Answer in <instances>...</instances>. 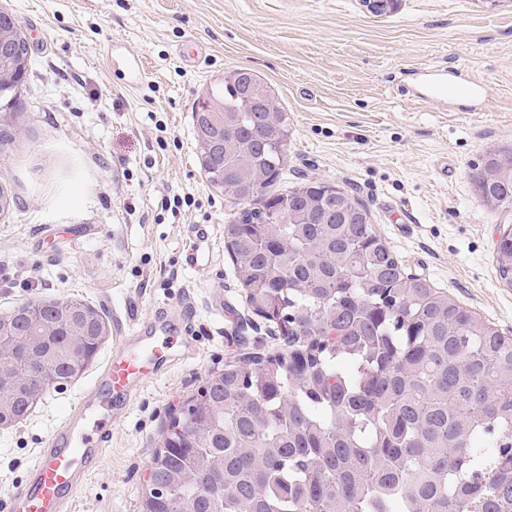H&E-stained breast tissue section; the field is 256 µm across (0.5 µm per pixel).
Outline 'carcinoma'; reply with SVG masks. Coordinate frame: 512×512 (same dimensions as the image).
<instances>
[{"instance_id":"carcinoma-1","label":"carcinoma","mask_w":512,"mask_h":512,"mask_svg":"<svg viewBox=\"0 0 512 512\" xmlns=\"http://www.w3.org/2000/svg\"><path fill=\"white\" fill-rule=\"evenodd\" d=\"M248 103L226 85L224 183L255 202L224 227L251 309L288 348L210 374L162 436L144 512H512V336L406 272L368 209L304 181L267 188L287 161L288 117L254 76ZM479 196L512 211V160L486 154ZM512 285V240L495 247ZM24 302L1 315L34 353L0 354V417L25 419L29 376L76 377L71 337L31 336ZM493 446L490 452L481 448Z\"/></svg>"}]
</instances>
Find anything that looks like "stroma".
I'll return each instance as SVG.
<instances>
[{
	"label": "stroma",
	"mask_w": 512,
	"mask_h": 512,
	"mask_svg": "<svg viewBox=\"0 0 512 512\" xmlns=\"http://www.w3.org/2000/svg\"><path fill=\"white\" fill-rule=\"evenodd\" d=\"M28 47L14 109L0 112V315L81 298L105 321L161 312L192 323L176 360L112 426L71 512H143L151 455L207 375L283 349L246 303L224 227L238 211L201 167L193 112L226 71L263 77L288 114V165L273 185L320 180L363 203L409 273L512 336V287L494 210L471 176L512 151V0H0ZM475 80L478 98L431 100ZM185 203L170 208L166 199ZM116 344L0 428V504L46 447ZM495 250L499 275L502 280L512 285V240H501Z\"/></svg>",
	"instance_id": "obj_1"
}]
</instances>
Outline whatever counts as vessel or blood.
I'll use <instances>...</instances> for the list:
<instances>
[{
	"instance_id": "vessel-or-blood-1",
	"label": "vessel or blood",
	"mask_w": 512,
	"mask_h": 512,
	"mask_svg": "<svg viewBox=\"0 0 512 512\" xmlns=\"http://www.w3.org/2000/svg\"><path fill=\"white\" fill-rule=\"evenodd\" d=\"M112 327L117 345L93 391L69 412L49 447L40 449L31 480L11 496L7 512H69L77 487L95 470L111 440L108 418L190 344L163 323L137 335L122 319Z\"/></svg>"
}]
</instances>
